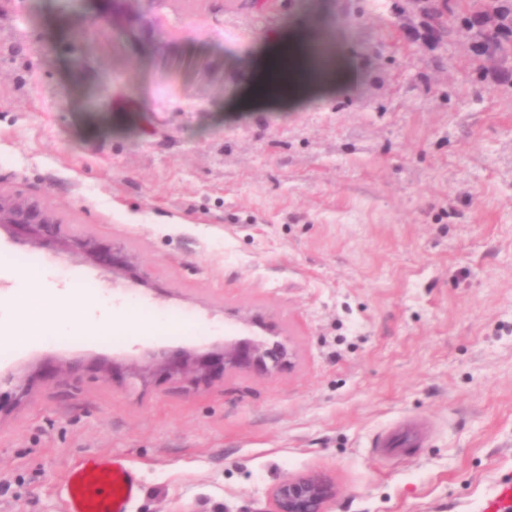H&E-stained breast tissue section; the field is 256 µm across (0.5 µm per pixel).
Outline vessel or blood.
Returning <instances> with one entry per match:
<instances>
[{"instance_id":"obj_1","label":"vessel or blood","mask_w":512,"mask_h":512,"mask_svg":"<svg viewBox=\"0 0 512 512\" xmlns=\"http://www.w3.org/2000/svg\"><path fill=\"white\" fill-rule=\"evenodd\" d=\"M138 487L130 471L112 460H90L72 468L65 484V512H128ZM484 512H512V480L497 484Z\"/></svg>"}]
</instances>
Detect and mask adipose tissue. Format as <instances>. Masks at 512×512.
<instances>
[{"instance_id": "ef3b65f1", "label": "adipose tissue", "mask_w": 512, "mask_h": 512, "mask_svg": "<svg viewBox=\"0 0 512 512\" xmlns=\"http://www.w3.org/2000/svg\"><path fill=\"white\" fill-rule=\"evenodd\" d=\"M276 40L279 47L263 57L260 75L287 76L290 102L346 89L358 78L351 62L325 54L303 28L279 33ZM0 272L14 283L13 290L0 299V335L16 351L61 336H116L134 329L151 336L167 325L159 313L148 317L137 310L113 313L111 296L69 284L57 287L35 268L5 260L0 262Z\"/></svg>"}]
</instances>
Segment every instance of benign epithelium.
<instances>
[{
  "label": "benign epithelium",
  "mask_w": 512,
  "mask_h": 512,
  "mask_svg": "<svg viewBox=\"0 0 512 512\" xmlns=\"http://www.w3.org/2000/svg\"><path fill=\"white\" fill-rule=\"evenodd\" d=\"M0 226L13 228L33 244L52 242L58 251L76 254L112 275L132 268L130 256L121 248L105 249L92 236L60 235L59 221L38 203L0 192ZM289 356V349L279 341L229 343L217 358V366L226 371L252 369L267 372ZM336 497V486L318 474L288 478L268 495L269 507L263 512H326V505Z\"/></svg>",
  "instance_id": "7a95c632"
}]
</instances>
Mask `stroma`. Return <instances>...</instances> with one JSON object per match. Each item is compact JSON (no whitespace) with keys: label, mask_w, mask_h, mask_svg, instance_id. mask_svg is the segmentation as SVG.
Returning <instances> with one entry per match:
<instances>
[{"label":"stroma","mask_w":512,"mask_h":512,"mask_svg":"<svg viewBox=\"0 0 512 512\" xmlns=\"http://www.w3.org/2000/svg\"><path fill=\"white\" fill-rule=\"evenodd\" d=\"M401 0H0V192L120 247L154 336L48 342L0 363V512H63L117 456L129 512H263L283 480L327 512H483L512 479V88ZM293 25L358 79L246 102ZM274 326L277 369L170 374ZM336 497V486L318 474L288 478L268 495L269 507L263 512H326Z\"/></svg>","instance_id":"stroma-1"}]
</instances>
